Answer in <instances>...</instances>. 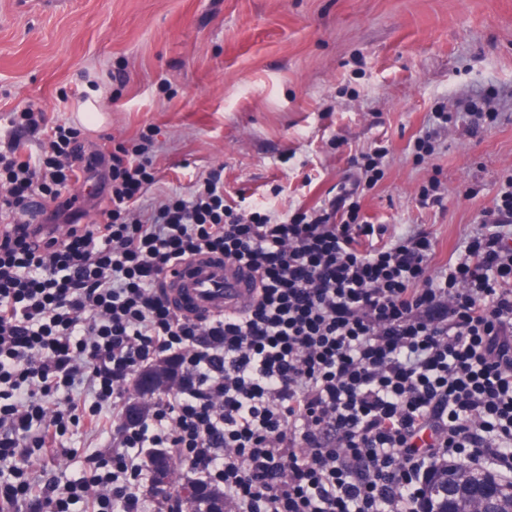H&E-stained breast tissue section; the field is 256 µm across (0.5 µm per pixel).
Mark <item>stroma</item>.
I'll list each match as a JSON object with an SVG mask.
<instances>
[{
	"label": "stroma",
	"mask_w": 512,
	"mask_h": 512,
	"mask_svg": "<svg viewBox=\"0 0 512 512\" xmlns=\"http://www.w3.org/2000/svg\"><path fill=\"white\" fill-rule=\"evenodd\" d=\"M471 101L492 126L457 121L417 157L432 112ZM32 102L84 125L88 152L151 130L149 200L220 165L226 205L279 216L360 180L355 156L388 143L360 217L427 230L439 266L512 175V0H0V142L26 154L38 138L8 118ZM433 179L442 206H417ZM63 443L34 467L88 478L100 442Z\"/></svg>",
	"instance_id": "stroma-1"
}]
</instances>
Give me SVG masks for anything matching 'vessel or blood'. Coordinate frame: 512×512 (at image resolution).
Here are the masks:
<instances>
[{
	"label": "vessel or blood",
	"instance_id": "b4317fda",
	"mask_svg": "<svg viewBox=\"0 0 512 512\" xmlns=\"http://www.w3.org/2000/svg\"><path fill=\"white\" fill-rule=\"evenodd\" d=\"M167 293L179 314L209 318L244 311L254 285L247 274L223 258L200 256L176 266L167 277Z\"/></svg>",
	"mask_w": 512,
	"mask_h": 512
}]
</instances>
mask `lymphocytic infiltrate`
Returning a JSON list of instances; mask_svg holds the SVG:
<instances>
[{
  "label": "lymphocytic infiltrate",
  "instance_id": "f902f5d3",
  "mask_svg": "<svg viewBox=\"0 0 512 512\" xmlns=\"http://www.w3.org/2000/svg\"><path fill=\"white\" fill-rule=\"evenodd\" d=\"M10 124L41 139L0 149V503L188 512L156 495L151 448L175 449L225 512H421L426 475L458 462L512 484V190L435 269L429 233L360 222L357 187L278 220L226 209L217 166L146 207L150 135L88 165L76 124L31 105ZM91 179L87 224L71 190ZM205 255L254 276L243 313L170 305L166 272ZM155 362L178 378L165 401L109 420ZM77 423L112 435L91 483H41L32 450Z\"/></svg>",
  "mask_w": 512,
  "mask_h": 512
}]
</instances>
